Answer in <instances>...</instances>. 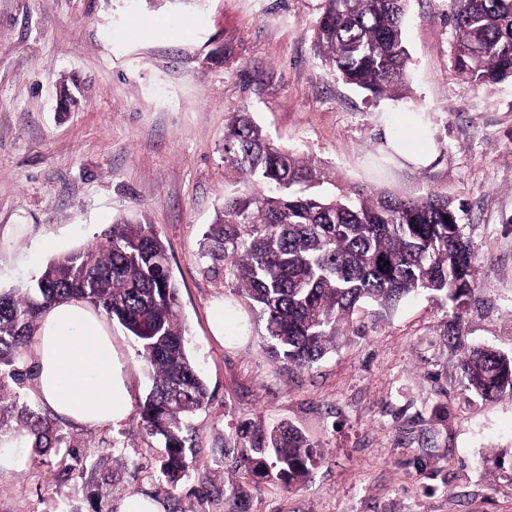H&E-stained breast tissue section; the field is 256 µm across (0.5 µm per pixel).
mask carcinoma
Returning <instances> with one entry per match:
<instances>
[{
    "mask_svg": "<svg viewBox=\"0 0 512 512\" xmlns=\"http://www.w3.org/2000/svg\"><path fill=\"white\" fill-rule=\"evenodd\" d=\"M409 0H324L317 25L320 56L342 81L374 98L406 91L410 59L403 23ZM455 72L475 86L512 78V0H454ZM224 164L239 174L200 242L208 269L264 323L270 358L308 367L336 345L343 323L363 304L384 313L425 293L459 309L475 270L448 198H413L347 188L329 194L325 173L274 144L245 113L224 129ZM78 299L133 336L151 379L138 419L162 448L159 478L171 488L188 476L191 415L208 401L187 350L178 288L166 248L149 224L123 219L105 241L51 261L36 283L0 291V433H24L42 454L62 443L56 418L20 401L24 356L42 315ZM468 387L484 399L512 394V355L464 351ZM250 436L240 466L290 488L311 471L315 446L296 427Z\"/></svg>",
    "mask_w": 512,
    "mask_h": 512,
    "instance_id": "carcinoma-1",
    "label": "carcinoma"
}]
</instances>
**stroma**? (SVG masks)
I'll return each mask as SVG.
<instances>
[{"label":"stroma","instance_id":"1","mask_svg":"<svg viewBox=\"0 0 512 512\" xmlns=\"http://www.w3.org/2000/svg\"><path fill=\"white\" fill-rule=\"evenodd\" d=\"M324 0H0V289L99 243L113 222L163 239L209 400L191 419L198 449L177 488L135 412L151 385L133 338L131 412L99 429L62 422L60 452L0 474V512H117L130 496L165 512H512V395L467 388L448 324L465 346L512 353V79L478 88L451 67V0H409V95L370 98L315 47ZM250 113L276 143L344 187L448 196L477 269L460 312L421 296L362 315L303 370L275 365L263 330L199 257L234 174L224 128ZM421 125L419 168L382 152L385 131ZM224 311V333L212 316ZM299 428L320 459L293 489L238 469L241 426Z\"/></svg>","mask_w":512,"mask_h":512}]
</instances>
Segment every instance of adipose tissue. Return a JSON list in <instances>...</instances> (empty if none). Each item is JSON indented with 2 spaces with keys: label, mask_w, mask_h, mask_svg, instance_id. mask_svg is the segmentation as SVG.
<instances>
[{
  "label": "adipose tissue",
  "mask_w": 512,
  "mask_h": 512,
  "mask_svg": "<svg viewBox=\"0 0 512 512\" xmlns=\"http://www.w3.org/2000/svg\"><path fill=\"white\" fill-rule=\"evenodd\" d=\"M32 351L35 390L57 415L90 428L125 419L131 371L100 312L81 301L55 305Z\"/></svg>",
  "instance_id": "1"
}]
</instances>
